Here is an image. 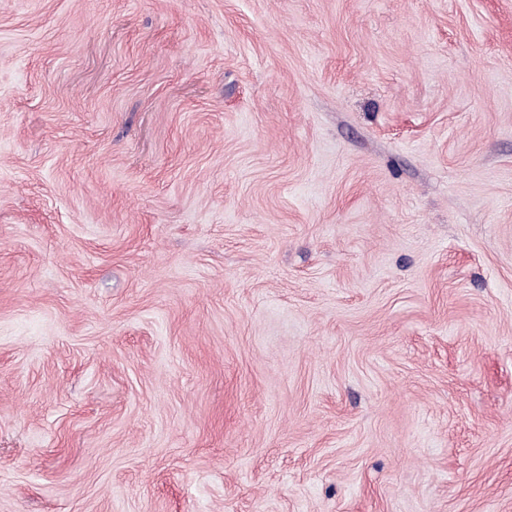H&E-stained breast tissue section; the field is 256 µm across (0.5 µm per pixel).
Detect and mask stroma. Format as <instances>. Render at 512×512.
<instances>
[{
    "label": "stroma",
    "mask_w": 512,
    "mask_h": 512,
    "mask_svg": "<svg viewBox=\"0 0 512 512\" xmlns=\"http://www.w3.org/2000/svg\"><path fill=\"white\" fill-rule=\"evenodd\" d=\"M0 512H512V0H0Z\"/></svg>",
    "instance_id": "obj_1"
}]
</instances>
